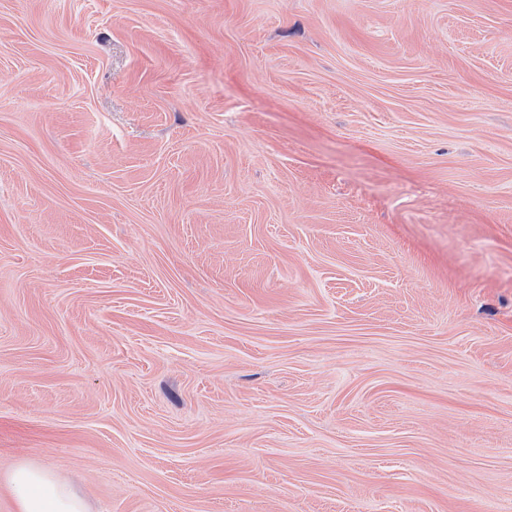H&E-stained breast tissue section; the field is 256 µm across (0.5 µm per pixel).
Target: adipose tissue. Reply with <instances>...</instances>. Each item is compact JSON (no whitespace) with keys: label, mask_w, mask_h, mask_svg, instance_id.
<instances>
[{"label":"adipose tissue","mask_w":512,"mask_h":512,"mask_svg":"<svg viewBox=\"0 0 512 512\" xmlns=\"http://www.w3.org/2000/svg\"><path fill=\"white\" fill-rule=\"evenodd\" d=\"M16 512H88L84 497L46 469L18 464L7 474Z\"/></svg>","instance_id":"ef3b65f1"}]
</instances>
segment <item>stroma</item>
Wrapping results in <instances>:
<instances>
[{
  "label": "stroma",
  "mask_w": 512,
  "mask_h": 512,
  "mask_svg": "<svg viewBox=\"0 0 512 512\" xmlns=\"http://www.w3.org/2000/svg\"><path fill=\"white\" fill-rule=\"evenodd\" d=\"M512 512V0H0V512ZM15 512H89L84 497L46 469L18 464L7 474Z\"/></svg>",
  "instance_id": "1"
}]
</instances>
